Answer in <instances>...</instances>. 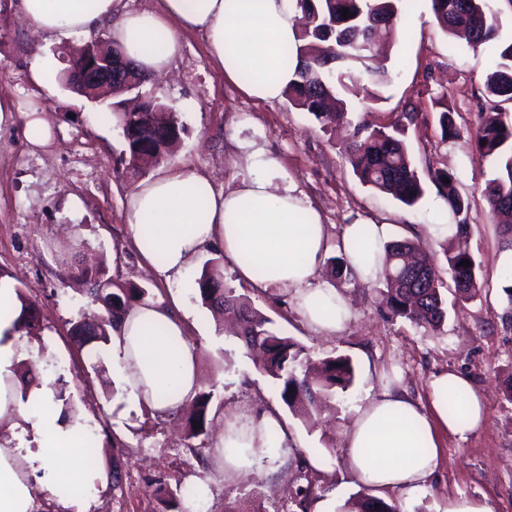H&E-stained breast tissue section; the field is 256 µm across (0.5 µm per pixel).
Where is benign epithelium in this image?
<instances>
[{
  "label": "benign epithelium",
  "mask_w": 512,
  "mask_h": 512,
  "mask_svg": "<svg viewBox=\"0 0 512 512\" xmlns=\"http://www.w3.org/2000/svg\"><path fill=\"white\" fill-rule=\"evenodd\" d=\"M109 42L95 37L87 42L80 53L70 60L69 74L72 86L90 92L99 89H112L119 84L124 91L130 93L138 86L125 75L129 66L120 52L108 51Z\"/></svg>",
  "instance_id": "benign-epithelium-1"
}]
</instances>
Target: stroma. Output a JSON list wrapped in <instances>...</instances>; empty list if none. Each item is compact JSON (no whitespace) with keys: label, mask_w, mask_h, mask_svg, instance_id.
<instances>
[{"label":"stroma","mask_w":512,"mask_h":512,"mask_svg":"<svg viewBox=\"0 0 512 512\" xmlns=\"http://www.w3.org/2000/svg\"><path fill=\"white\" fill-rule=\"evenodd\" d=\"M181 51L160 80L157 94L175 106L185 126L168 168L191 167L212 178L216 189L231 188L240 173L228 136L255 141L277 162L278 177L292 181L320 212L330 244L346 224L364 217L387 224L390 239L417 237L423 248L439 251L443 218L432 207L433 183L414 206L363 185L341 146L344 129L324 130L309 113L287 100L261 102L227 84L212 60L205 37L179 34ZM82 39L57 43L33 33L23 21L19 0H0V99L18 108L14 122L0 126V275L10 278L33 303L37 324L23 337L40 351V376L53 379L72 414L87 417L96 442L94 468L120 471V484L91 491L94 512H159L157 486L196 488L208 481L203 498H189V512H302L300 489L312 500L335 493L338 502L367 494V486L344 464L342 434L356 409L385 388H398L426 403L433 373L466 374L485 403L486 418L467 440L441 439L438 470L412 498L389 491L385 501L401 512H446L452 497L484 500L491 512H512V400L504 381L512 376V326L502 319L507 257L499 247L497 222L481 190L498 172L495 158H481L467 139H443L439 117L452 107L461 130L475 127L485 109L484 78L493 67L494 46L473 49L437 26L430 0H410L403 27L386 39L394 74L371 115L374 122L404 126V137L421 175L455 173L457 190L469 203L470 251L481 270L483 290L461 303L446 291L448 317L438 331L425 330L380 311L371 285H338L351 317L333 336L309 331L290 294L256 291L225 266L224 282L249 298L276 330L303 345L315 358L349 357L355 380L338 393V418L310 427L282 404L276 388L243 343L202 305L195 280L212 252L201 254L180 277L164 278L134 249L126 224L129 195L144 174L118 163L119 130L97 102L52 82L33 85L29 68L37 56L63 58ZM44 106L51 138L37 144L24 117L30 103ZM99 263L104 280L146 289L151 301L178 302L189 314V340L200 354L202 389L222 404L221 419L277 409L300 440L304 466L277 455L246 478L227 481L213 469L216 449L191 453L184 415L161 420L148 410L130 412L110 380L108 359L81 346L71 327L96 310L88 286L76 282L81 260Z\"/></svg>","instance_id":"obj_1"}]
</instances>
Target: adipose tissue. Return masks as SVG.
Segmentation results:
<instances>
[{
  "label": "adipose tissue",
  "mask_w": 512,
  "mask_h": 512,
  "mask_svg": "<svg viewBox=\"0 0 512 512\" xmlns=\"http://www.w3.org/2000/svg\"><path fill=\"white\" fill-rule=\"evenodd\" d=\"M21 12L39 33L68 41L111 25L112 40L142 69L164 74L180 52L179 30L203 32L209 53L227 80L249 97L279 99L295 79L294 66H281V50H295L297 0H159L154 10L128 11L124 0H21ZM256 72L246 81L243 71ZM244 172L231 189L219 192L194 169L167 171L140 183L130 194L127 224L143 259L166 277L182 275L203 251L217 249L232 259L241 277L260 290L292 295L296 309L315 332L332 336L350 318L346 299L319 281L327 249V226L319 212L288 181L275 182L276 161L253 143L237 140ZM155 223L145 241L144 217ZM388 237L386 225L359 218L340 240L362 282L381 271L375 259ZM21 304L9 279L0 278V424L14 445L0 443V512H33L41 494L63 512H91L93 503L79 484L106 483L104 471L81 466L75 443L80 418L66 415L52 380L23 384L25 347L14 330ZM105 354L112 382L129 410H150L168 418L180 413L201 388L198 351L188 339L179 304L147 301L123 315ZM430 403L385 390L362 407L343 434L345 465L358 480L379 491L412 495L439 462V433L464 441L485 421L483 398L464 375L449 370L431 376ZM461 399L452 416L448 403ZM225 476L248 474L253 449H293L296 443L278 413L241 415L219 437Z\"/></svg>",
  "instance_id": "ef3b65f1"
}]
</instances>
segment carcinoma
Masks as SVG:
<instances>
[{"instance_id":"obj_1","label":"carcinoma","mask_w":512,"mask_h":512,"mask_svg":"<svg viewBox=\"0 0 512 512\" xmlns=\"http://www.w3.org/2000/svg\"><path fill=\"white\" fill-rule=\"evenodd\" d=\"M406 2L298 0L300 15L295 19L298 64L296 81L284 92L288 102L324 124L347 120V108L336 110V102L343 95L361 96L366 109H371V105L381 100L375 88L391 80L388 69L371 64V29L378 21L398 23ZM430 2L443 32H464L475 50L497 43L498 61L484 81L491 112L480 116L469 135L479 155L494 157L499 162L498 175L487 180L482 190L490 212H512V111L505 107L507 103L512 104V40H502L498 15L490 0ZM344 8L352 13L347 19L341 18L340 10ZM143 96L140 112H126L117 103L112 104L111 110L123 142L119 162L133 170L138 168L141 154L151 156L158 164L163 162L170 146L185 131L178 113L165 111L167 103L150 92ZM440 124L444 138L460 137L461 131L451 111L441 113ZM345 154L355 175L372 189L408 206L422 197L424 181L400 138L398 125L359 119L353 125L352 140L345 147ZM430 179L440 188L451 214L457 218L454 245L443 248L445 268H440L435 256L416 253L417 247L411 240L390 241L383 247L382 273L376 290L379 307L390 317L436 331L447 316L443 295L447 282H452L457 298L463 303L479 297L483 284L467 243L468 223L462 218L468 204L457 191L455 176L442 170L430 174ZM409 255L414 260L411 266L406 263ZM464 260L471 261L470 267L461 266ZM329 262L336 278L357 281L346 256H333ZM444 272L448 274L446 280L442 277ZM79 276L91 285V295L112 298V308L99 306L98 311L73 324V333L83 345L106 344L117 320L134 302L144 299L146 292L118 286L100 293L99 271L81 269ZM196 285L202 304L238 318V336L246 348H257L264 354L261 369L276 385L282 403L291 411H300L310 424L319 422L336 389L344 391L353 384L355 370L349 358L326 357L320 361L319 368H314L300 343L278 332L271 319L224 285V254L204 266ZM16 295L21 302L16 331L28 333L33 329V304L21 290H16ZM210 403L211 394L197 395L195 409L187 420L188 438L200 440L202 448L212 423ZM157 494L162 512H188L183 506V493H173L160 486ZM357 512H400V509L380 498L365 497L358 503Z\"/></svg>"}]
</instances>
